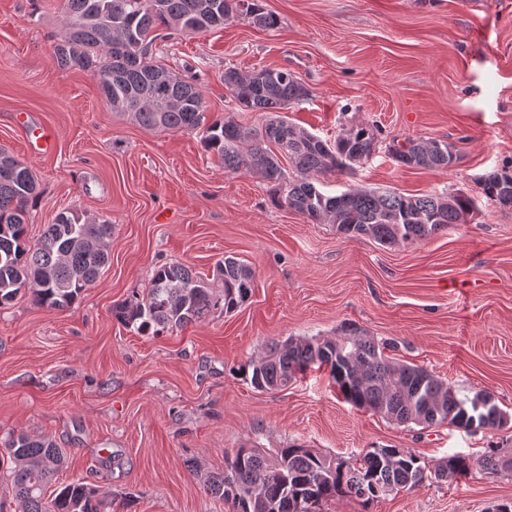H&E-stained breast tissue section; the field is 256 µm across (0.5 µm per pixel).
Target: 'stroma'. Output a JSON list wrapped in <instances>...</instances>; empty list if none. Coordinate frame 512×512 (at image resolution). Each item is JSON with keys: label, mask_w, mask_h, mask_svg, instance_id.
<instances>
[{"label": "stroma", "mask_w": 512, "mask_h": 512, "mask_svg": "<svg viewBox=\"0 0 512 512\" xmlns=\"http://www.w3.org/2000/svg\"><path fill=\"white\" fill-rule=\"evenodd\" d=\"M59 0H0V147L33 172L37 240L65 209L112 223L110 261L71 308L49 311L29 293L0 308V439L24 431L64 448L62 478L97 487L112 512H234L198 473H220L242 446L301 444L345 458L401 448L432 465L456 453L512 449V427L467 432L396 424L347 403L312 372L263 392L239 373L268 344L333 337L347 323L397 345L463 393L491 394L512 415V209L477 199L473 223L383 247L342 237L276 204L270 185L225 173L198 132L150 131L115 114L93 75L59 68ZM280 24L244 19L187 35L167 30L154 52L192 69L210 116L257 125L224 71L292 72L311 91L288 118L322 139L361 124L375 154L321 177L319 190L393 189L472 194L476 177L512 163V0H262ZM54 149L28 151L30 128ZM451 144L447 170L396 165L390 145ZM233 256L255 271L241 308L157 336L118 323L112 308L182 263L219 285ZM512 500V475L429 479L371 512H484Z\"/></svg>", "instance_id": "35a3bbf8"}]
</instances>
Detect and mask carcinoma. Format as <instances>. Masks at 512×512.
<instances>
[{
    "mask_svg": "<svg viewBox=\"0 0 512 512\" xmlns=\"http://www.w3.org/2000/svg\"><path fill=\"white\" fill-rule=\"evenodd\" d=\"M57 65L96 77L109 109L131 117L145 129L197 130L205 151L216 154L224 172L242 169L261 175L274 198L312 223L334 224L346 238L366 237L381 246L424 240L461 223L477 210L464 193L404 195L352 188L326 195L318 177L342 173L376 152L377 134L367 126L349 128V136L328 142L281 115L311 92L286 69L261 67L248 74L224 70V86L243 108L264 113L254 127L231 116L208 118L199 86L156 61L150 47L161 29L200 34L231 18L249 19L266 29L280 20L260 0H61ZM452 145L410 139L389 149V157L411 169H449ZM288 161L293 173L283 167ZM512 195V170L479 178L478 196L495 203ZM37 196L32 171L8 150L0 149V307L23 292L41 308L63 310L93 287L109 261L111 221L61 211L35 243L27 238L26 215ZM222 286L213 287L182 264L154 271L143 294L112 308L113 317L140 332L176 331L215 313L229 314L252 293L254 269L226 257L217 265ZM355 326L336 337H289L274 341L266 354L249 363L253 388L274 391L309 371H329L345 401L397 424L464 430L502 428L507 413L495 399L463 395L426 369L386 354ZM0 460L9 464L12 492L21 512H105L106 501L93 486L61 482L67 452L53 440L25 432L0 442ZM512 473V452L487 448L474 461L454 454L433 467L400 448H375L348 460L320 455L302 445L266 452L247 446L224 457V472L202 476L205 493L232 504L236 512H323V505L349 499L369 512L386 490L414 488L425 479L448 481L472 473Z\"/></svg>",
    "mask_w": 512,
    "mask_h": 512,
    "instance_id": "1",
    "label": "carcinoma"
}]
</instances>
